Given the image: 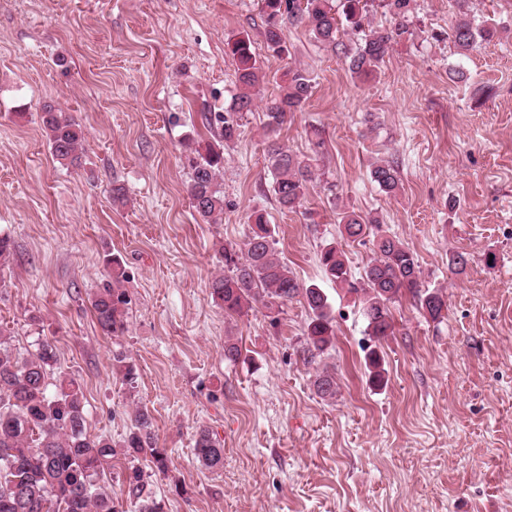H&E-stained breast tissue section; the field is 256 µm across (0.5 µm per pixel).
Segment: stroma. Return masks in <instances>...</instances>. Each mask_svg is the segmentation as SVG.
<instances>
[{"instance_id":"stroma-1","label":"stroma","mask_w":512,"mask_h":512,"mask_svg":"<svg viewBox=\"0 0 512 512\" xmlns=\"http://www.w3.org/2000/svg\"><path fill=\"white\" fill-rule=\"evenodd\" d=\"M472 3L498 24L492 42L457 55L452 0H413V35L362 82L307 24L285 25L287 53L269 50L259 0H0V234L14 243L0 329L24 356L54 346L56 371L84 391L90 435L121 440L135 410L148 411L171 464H138L164 512H512V0ZM240 33L266 78L224 149V214L208 224L186 192L184 144L212 140L204 116L238 93L224 47ZM291 68L309 73L312 95L273 133L263 101ZM47 103L83 127L79 166L53 160L38 121ZM274 138L325 173L293 209L272 191ZM378 158L400 171L396 195L370 179ZM255 210L297 279L330 297L336 340L317 363L302 353L304 303L273 326L262 306L229 316L211 297L222 248L242 247ZM343 211L378 217L448 302L435 322L411 298L392 304L394 334L376 344L380 388L367 382L360 299L319 263L337 244L357 277L372 256L371 243L342 237ZM110 255L128 274L121 336L91 312ZM229 338L242 349L234 364ZM116 352L135 385L116 373ZM323 368L335 398L313 387ZM202 428L223 445L222 468L196 460Z\"/></svg>"}]
</instances>
